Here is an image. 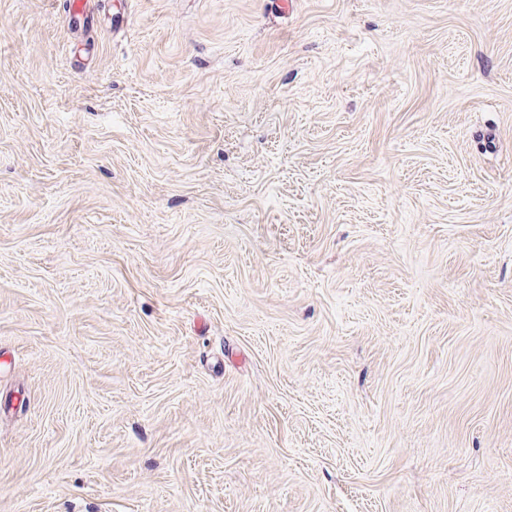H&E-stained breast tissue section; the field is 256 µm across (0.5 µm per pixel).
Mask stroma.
<instances>
[{"label":"stroma","instance_id":"35a3bbf8","mask_svg":"<svg viewBox=\"0 0 512 512\" xmlns=\"http://www.w3.org/2000/svg\"><path fill=\"white\" fill-rule=\"evenodd\" d=\"M0 0V512H512V0Z\"/></svg>","mask_w":512,"mask_h":512}]
</instances>
